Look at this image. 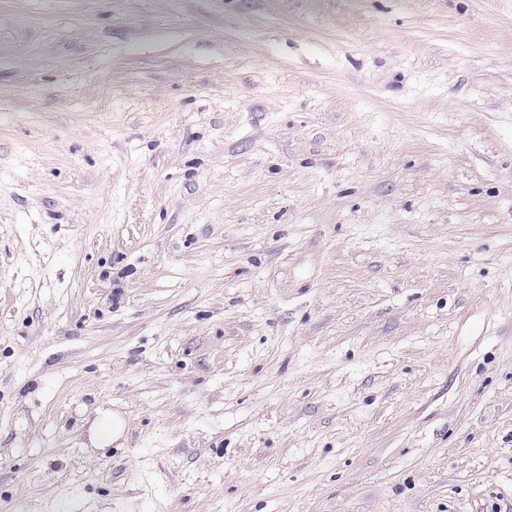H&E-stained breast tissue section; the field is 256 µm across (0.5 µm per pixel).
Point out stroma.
Segmentation results:
<instances>
[{
  "instance_id": "stroma-1",
  "label": "stroma",
  "mask_w": 512,
  "mask_h": 512,
  "mask_svg": "<svg viewBox=\"0 0 512 512\" xmlns=\"http://www.w3.org/2000/svg\"><path fill=\"white\" fill-rule=\"evenodd\" d=\"M0 512H512V0H0ZM123 426V421L116 414H101L94 429L96 443L99 446L112 444L121 436Z\"/></svg>"
}]
</instances>
